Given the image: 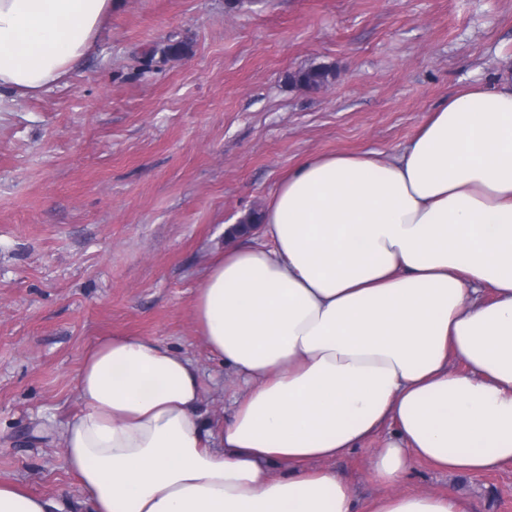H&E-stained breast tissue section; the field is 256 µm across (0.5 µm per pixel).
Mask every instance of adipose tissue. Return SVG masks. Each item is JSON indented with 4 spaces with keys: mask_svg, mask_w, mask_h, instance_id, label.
I'll use <instances>...</instances> for the list:
<instances>
[{
    "mask_svg": "<svg viewBox=\"0 0 512 512\" xmlns=\"http://www.w3.org/2000/svg\"><path fill=\"white\" fill-rule=\"evenodd\" d=\"M116 2L0 0V112L64 80ZM262 224L195 295L241 385L218 430L189 357L142 336L85 353L64 459L88 512H468L400 484L512 465V84L448 97L387 160L306 158ZM383 430L361 502L327 463Z\"/></svg>",
    "mask_w": 512,
    "mask_h": 512,
    "instance_id": "ef3b65f1",
    "label": "adipose tissue"
}]
</instances>
